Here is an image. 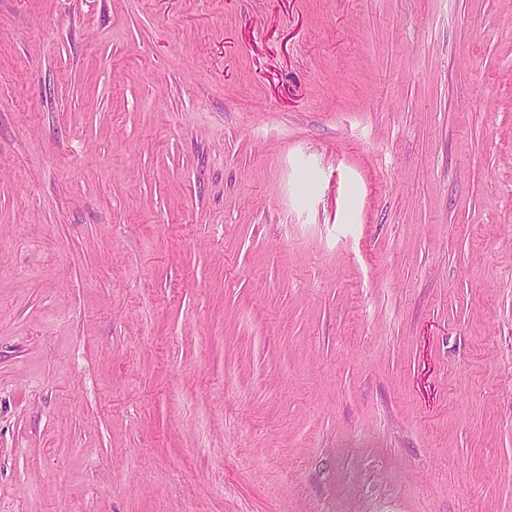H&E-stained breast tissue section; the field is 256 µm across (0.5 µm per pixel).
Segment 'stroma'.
<instances>
[{
  "label": "stroma",
  "mask_w": 512,
  "mask_h": 512,
  "mask_svg": "<svg viewBox=\"0 0 512 512\" xmlns=\"http://www.w3.org/2000/svg\"><path fill=\"white\" fill-rule=\"evenodd\" d=\"M0 512H512V0H0Z\"/></svg>",
  "instance_id": "obj_1"
}]
</instances>
